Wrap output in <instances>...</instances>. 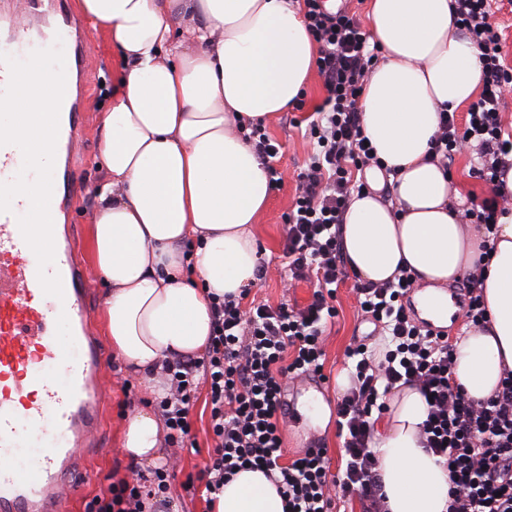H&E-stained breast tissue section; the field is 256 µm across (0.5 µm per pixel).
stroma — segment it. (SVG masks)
Returning a JSON list of instances; mask_svg holds the SVG:
<instances>
[{"label":"stroma","instance_id":"obj_1","mask_svg":"<svg viewBox=\"0 0 512 512\" xmlns=\"http://www.w3.org/2000/svg\"><path fill=\"white\" fill-rule=\"evenodd\" d=\"M87 62L93 73L91 95L87 101L89 131L82 144L87 159L84 176V191L72 204L71 220L80 232V248L85 263H92L90 249V224L95 209V192L102 179L99 167L101 119L109 106L112 84L117 67V58L112 50V41L107 27L90 28L85 47ZM325 97L318 74H311L304 91L303 109H288L277 113L266 123L270 138L281 146L276 166L283 173L282 181L274 186L266 208L257 219L256 235L258 244L265 250L268 263L267 273L256 282L251 296L258 301L276 304L288 301L292 305H303L313 286L300 282L287 286L288 267L283 253L286 227L284 216L296 193L297 175L308 159L310 147L304 138L300 121L312 115L322 105ZM352 280L340 283L336 290L338 315L327 330L325 341V368L332 376L345 372V351L353 340L374 333L372 323L364 320L359 312ZM105 382L110 390V400L105 415L102 438L104 450L91 460L93 480L85 485L75 505V512H85V505L94 496L106 493L109 485L127 474V458L120 451V438L124 417L132 408L147 405L148 397L139 383L127 377L125 371L107 370ZM206 392H199L198 400L191 410L196 448L183 452L175 467L171 494L178 512H208L204 496L186 493L183 484L188 476H194L204 467L212 449L209 435V409L205 403ZM284 461H291L302 454L311 443H320L327 448L332 470H339L342 464V441L337 435L335 424L326 428L314 427L307 417H293L286 420L282 431Z\"/></svg>","mask_w":512,"mask_h":512}]
</instances>
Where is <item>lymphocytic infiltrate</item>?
I'll return each instance as SVG.
<instances>
[{
  "instance_id": "obj_1",
  "label": "lymphocytic infiltrate",
  "mask_w": 512,
  "mask_h": 512,
  "mask_svg": "<svg viewBox=\"0 0 512 512\" xmlns=\"http://www.w3.org/2000/svg\"><path fill=\"white\" fill-rule=\"evenodd\" d=\"M499 0H453L455 24L478 49L483 83L465 118L442 109L430 158L450 169L457 154L470 152L473 171L494 189L492 197L464 207V223L494 235L497 218L512 207L499 178L512 167V135L500 112L512 93V65L505 42L492 23ZM307 32L317 45L315 67L326 91L315 119L308 124L311 153L298 175V187L285 215V255L298 279L315 280L309 303L298 310L287 304H244L225 296L212 304L213 327L203 356L166 364L168 391L155 407L164 420L165 442L174 451L195 448L189 412L200 384H207L210 428L215 445L197 480L215 494L244 468L263 470L284 499L286 512H333L337 495L358 496L363 512H389L378 471L374 427L387 411L386 398L397 383L415 385L427 403L421 443L440 457L448 471L447 512H512V370L499 387L476 399L455 384L453 342L445 332L418 326L404 300L415 290L411 272L382 282L356 281L361 312L382 338V350L367 344L348 347L351 386L336 404L337 434L345 465L331 472L327 451L309 450L282 464L280 419L287 379L322 375L323 334L336 316L338 284L347 278L339 240L353 194L368 191L357 172L385 164L367 145L359 101L378 61L356 13L328 11L324 0H301ZM170 464L135 473L94 497L88 512H169Z\"/></svg>"
}]
</instances>
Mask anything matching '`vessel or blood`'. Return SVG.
<instances>
[{
  "label": "vessel or blood",
  "instance_id": "b4317fda",
  "mask_svg": "<svg viewBox=\"0 0 512 512\" xmlns=\"http://www.w3.org/2000/svg\"><path fill=\"white\" fill-rule=\"evenodd\" d=\"M60 2L5 0L0 23L24 58L35 41L61 37L81 83L89 76L85 33L73 13L58 14ZM62 105L50 201L55 262L48 271L60 275L63 298L44 293L37 258L21 234L28 198L16 196L10 211L0 212V512H73L72 494L90 479L88 451L99 445L106 411L109 358L87 304L89 274L70 225L59 221L80 189L86 126L73 92ZM22 163L17 146H0V183L12 182ZM34 432L42 446L19 461Z\"/></svg>",
  "mask_w": 512,
  "mask_h": 512
}]
</instances>
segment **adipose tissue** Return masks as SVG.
Returning a JSON list of instances; mask_svg holds the SVG:
<instances>
[{"instance_id": "ef3b65f1", "label": "adipose tissue", "mask_w": 512, "mask_h": 512, "mask_svg": "<svg viewBox=\"0 0 512 512\" xmlns=\"http://www.w3.org/2000/svg\"><path fill=\"white\" fill-rule=\"evenodd\" d=\"M108 27L119 60L102 119L105 184L91 226L94 261L110 286L105 327L113 353L162 396L164 361L204 353L211 297L254 283L255 227L271 190L236 120L287 111L305 90L316 46L295 0H79ZM381 51L364 95L365 136L395 175L368 169L370 193L352 196L339 229L361 280L407 268L419 307L443 321L445 289L478 260L484 232L454 214L460 193L426 158L441 107L470 102L482 83L479 52L453 19L451 0H371ZM484 281L486 327L455 344L453 378L476 399L512 370V213L499 217ZM376 430L390 512H445L448 472L419 443L426 404L401 386ZM163 425L143 407L126 419L122 449L141 467L164 456ZM212 512H285L275 485L240 470Z\"/></svg>"}]
</instances>
